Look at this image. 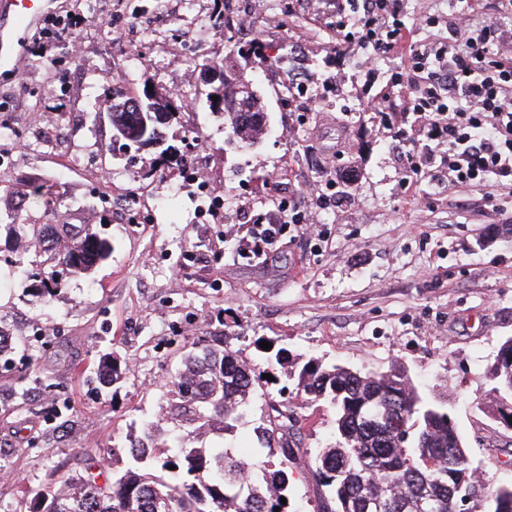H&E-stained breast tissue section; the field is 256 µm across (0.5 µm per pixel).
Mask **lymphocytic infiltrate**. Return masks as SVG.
<instances>
[{
	"instance_id": "f902f5d3",
	"label": "lymphocytic infiltrate",
	"mask_w": 512,
	"mask_h": 512,
	"mask_svg": "<svg viewBox=\"0 0 512 512\" xmlns=\"http://www.w3.org/2000/svg\"><path fill=\"white\" fill-rule=\"evenodd\" d=\"M442 23L449 38L423 44L402 20L401 0H336L337 40L400 59L417 76L407 110L425 137L406 143L405 186L427 178L444 144L450 182L489 187L512 178V58L494 50L503 34L497 18L478 30L461 14Z\"/></svg>"
}]
</instances>
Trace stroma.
I'll return each instance as SVG.
<instances>
[{"label": "stroma", "instance_id": "1", "mask_svg": "<svg viewBox=\"0 0 512 512\" xmlns=\"http://www.w3.org/2000/svg\"><path fill=\"white\" fill-rule=\"evenodd\" d=\"M250 4L247 28L237 17ZM222 16L199 35L196 23ZM331 0H60L31 36L15 76L0 75V323L17 345L0 359V512H26L61 474L95 457L126 471L131 438L153 425L157 443L257 446L271 410L288 415L305 455L291 506L320 512L314 454L336 440L333 409L298 391L309 360L363 371L404 366L423 398L447 411L476 466L512 484V429L488 409V369L512 336V240H486L512 218V180L493 189L448 181L444 151L432 175L405 190L403 107L415 74L393 58L374 71L367 49L337 53ZM235 41L261 43L280 66L249 73L270 114L254 148L230 144L211 112L202 65ZM151 84L177 105L163 145L123 147L112 86ZM387 96L388 118L369 110ZM224 209L201 223V183ZM59 201L44 214L35 187ZM140 200L143 222L121 221L109 199ZM288 203L317 224L284 225L268 260L240 251L258 216ZM83 224L110 256L42 297L22 272L34 258L27 216ZM220 336L261 360V342L286 349L233 432L202 437L165 416L182 354ZM123 374L101 386L103 359Z\"/></svg>", "mask_w": 512, "mask_h": 512}]
</instances>
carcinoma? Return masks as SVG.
Listing matches in <instances>:
<instances>
[{
	"mask_svg": "<svg viewBox=\"0 0 512 512\" xmlns=\"http://www.w3.org/2000/svg\"><path fill=\"white\" fill-rule=\"evenodd\" d=\"M230 44L222 62L209 67L224 73V123L231 136L250 144L267 127L260 94L237 91L246 78L236 57L254 55L226 37ZM135 94L112 91V128L129 129L125 145H135L136 113L128 109ZM32 241L44 256V293L59 287L66 275L85 271L105 260L110 246L86 232L83 225L56 229L50 237L43 225H30ZM71 246L57 251L60 240ZM285 349L268 354L259 365L224 346H210L202 354L185 356L183 368L171 381L173 394L168 414L179 426L204 433L217 423L234 429L238 410L247 404L262 375L281 364ZM102 384L121 376L120 367L108 361L98 369ZM493 403L498 412L512 413V337L505 339L490 369ZM298 389L328 402L336 412V444L316 453L315 480L329 488L333 504L323 512H364L365 503L378 501L381 512H456L448 493L473 495L483 512H512V484L486 485L463 446L448 413L426 403L411 378L401 369L363 373L343 364L308 361L298 374ZM259 452L297 460L300 448L292 440V426L283 414L270 416L256 431ZM129 454L138 465L157 458L155 434L147 430L130 441ZM184 471L194 482L164 483L156 475L130 468L118 478L99 485L90 471L102 476L100 461L84 460V476L58 490L39 494L42 512H290L281 498L289 497L293 472L266 460L238 455L223 448H179L161 464Z\"/></svg>",
	"mask_w": 512,
	"mask_h": 512,
	"instance_id": "obj_1",
	"label": "carcinoma"
}]
</instances>
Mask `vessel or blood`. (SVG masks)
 Masks as SVG:
<instances>
[{
	"label": "vessel or blood",
	"instance_id": "1",
	"mask_svg": "<svg viewBox=\"0 0 512 512\" xmlns=\"http://www.w3.org/2000/svg\"><path fill=\"white\" fill-rule=\"evenodd\" d=\"M57 0H0V70L17 72L22 65V48Z\"/></svg>",
	"mask_w": 512,
	"mask_h": 512
}]
</instances>
